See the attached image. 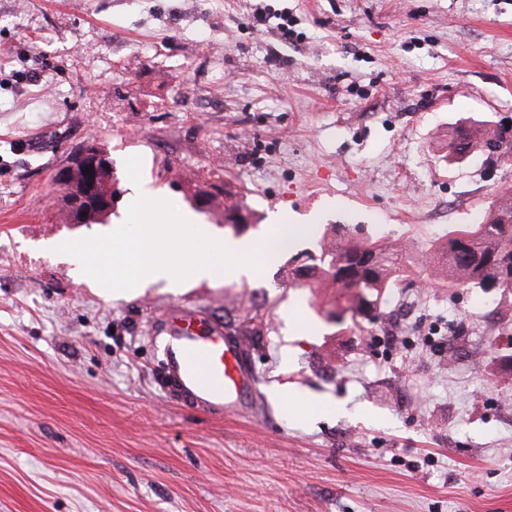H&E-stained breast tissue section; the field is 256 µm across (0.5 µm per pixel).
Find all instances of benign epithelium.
Instances as JSON below:
<instances>
[{
    "mask_svg": "<svg viewBox=\"0 0 512 512\" xmlns=\"http://www.w3.org/2000/svg\"><path fill=\"white\" fill-rule=\"evenodd\" d=\"M110 170L109 156L94 139L72 153L55 177L62 182L63 199L72 223L103 220L112 212V190L105 187Z\"/></svg>",
    "mask_w": 512,
    "mask_h": 512,
    "instance_id": "benign-epithelium-1",
    "label": "benign epithelium"
}]
</instances>
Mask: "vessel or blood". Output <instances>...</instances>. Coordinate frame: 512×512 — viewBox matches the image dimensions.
Listing matches in <instances>:
<instances>
[{"instance_id": "obj_1", "label": "vessel or blood", "mask_w": 512, "mask_h": 512, "mask_svg": "<svg viewBox=\"0 0 512 512\" xmlns=\"http://www.w3.org/2000/svg\"><path fill=\"white\" fill-rule=\"evenodd\" d=\"M166 388L180 404L215 414L245 408L256 395L243 347L207 314L175 307L163 318Z\"/></svg>"}]
</instances>
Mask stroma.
I'll return each mask as SVG.
<instances>
[{
    "mask_svg": "<svg viewBox=\"0 0 512 512\" xmlns=\"http://www.w3.org/2000/svg\"><path fill=\"white\" fill-rule=\"evenodd\" d=\"M467 117L512 121V0H0V512H512V296L415 268L387 320L339 325L335 289L284 276L312 234L117 299L56 250L147 190L219 236L230 207L260 244L346 224L411 260L512 185V160L440 162ZM92 134L119 195L78 227L52 176ZM173 306L242 342L249 408L166 394Z\"/></svg>",
    "mask_w": 512,
    "mask_h": 512,
    "instance_id": "35a3bbf8",
    "label": "stroma"
}]
</instances>
